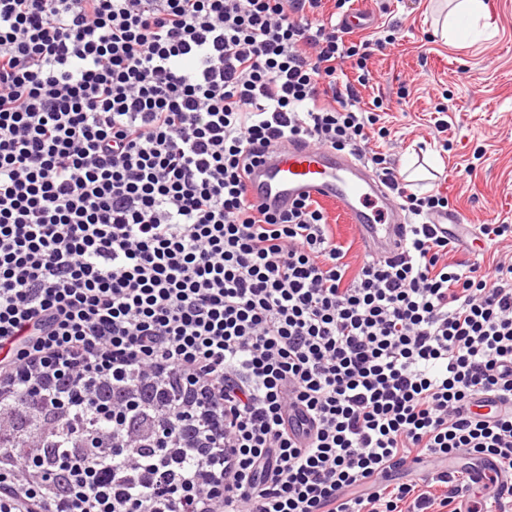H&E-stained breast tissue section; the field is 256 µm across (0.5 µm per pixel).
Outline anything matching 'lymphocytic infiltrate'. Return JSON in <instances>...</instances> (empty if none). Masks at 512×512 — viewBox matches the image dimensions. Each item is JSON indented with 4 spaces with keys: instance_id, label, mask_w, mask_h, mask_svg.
Returning <instances> with one entry per match:
<instances>
[{
    "instance_id": "lymphocytic-infiltrate-1",
    "label": "lymphocytic infiltrate",
    "mask_w": 512,
    "mask_h": 512,
    "mask_svg": "<svg viewBox=\"0 0 512 512\" xmlns=\"http://www.w3.org/2000/svg\"><path fill=\"white\" fill-rule=\"evenodd\" d=\"M326 2L0 0V512L512 500V262H449V201L370 148L371 43ZM289 141L370 163L396 254L349 271L316 201L250 200ZM456 457L499 469L465 511Z\"/></svg>"
}]
</instances>
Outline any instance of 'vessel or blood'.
<instances>
[{
    "label": "vessel or blood",
    "instance_id": "vessel-or-blood-1",
    "mask_svg": "<svg viewBox=\"0 0 512 512\" xmlns=\"http://www.w3.org/2000/svg\"><path fill=\"white\" fill-rule=\"evenodd\" d=\"M253 202L284 205L299 196L340 205L369 254L393 253L404 213L362 161L312 144L291 143L267 154L247 180Z\"/></svg>",
    "mask_w": 512,
    "mask_h": 512
}]
</instances>
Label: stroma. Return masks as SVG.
<instances>
[{"label":"stroma","mask_w":512,"mask_h":512,"mask_svg":"<svg viewBox=\"0 0 512 512\" xmlns=\"http://www.w3.org/2000/svg\"><path fill=\"white\" fill-rule=\"evenodd\" d=\"M487 4L496 32L453 47L435 32L436 0L349 2L373 17L361 38L394 35L373 52L372 79L360 90L364 108L381 101L391 130L380 152L397 165L407 156L428 165L439 159L409 188L447 195L474 235L483 224H512V0ZM439 120L444 132L431 134Z\"/></svg>","instance_id":"1"}]
</instances>
